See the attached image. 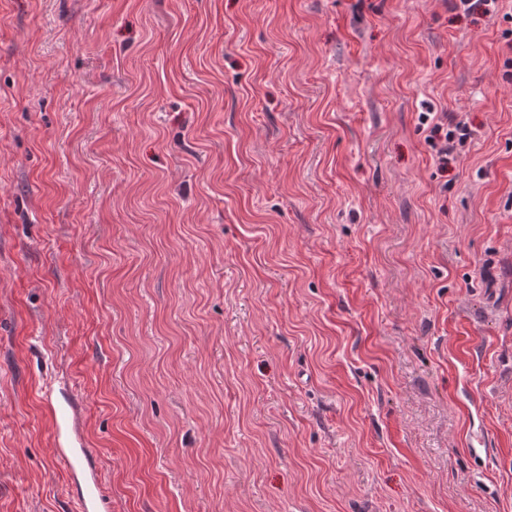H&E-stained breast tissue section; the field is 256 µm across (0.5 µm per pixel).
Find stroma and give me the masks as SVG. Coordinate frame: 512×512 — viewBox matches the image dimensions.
Masks as SVG:
<instances>
[{"label": "stroma", "mask_w": 512, "mask_h": 512, "mask_svg": "<svg viewBox=\"0 0 512 512\" xmlns=\"http://www.w3.org/2000/svg\"><path fill=\"white\" fill-rule=\"evenodd\" d=\"M60 446L112 512H512V0H0V512ZM434 116L430 125L429 139L435 149L436 159L438 166L444 172L448 171V165L456 161V154H454V146L450 143L453 142L456 135L458 140L467 135L464 126L457 122L453 130H448V123H443L440 117Z\"/></svg>", "instance_id": "obj_1"}]
</instances>
